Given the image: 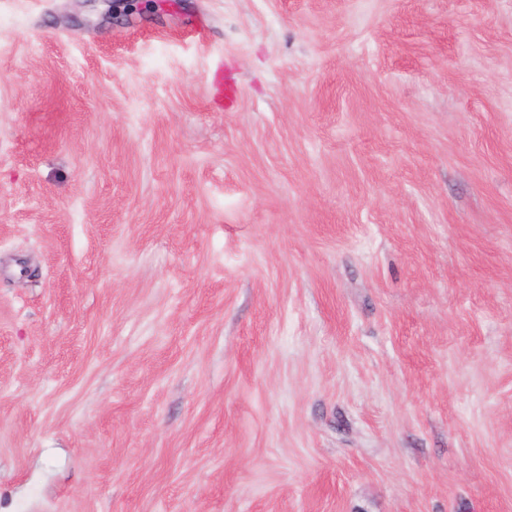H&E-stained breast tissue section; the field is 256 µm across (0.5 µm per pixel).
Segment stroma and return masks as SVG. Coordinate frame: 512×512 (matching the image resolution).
Segmentation results:
<instances>
[{"label": "stroma", "mask_w": 512, "mask_h": 512, "mask_svg": "<svg viewBox=\"0 0 512 512\" xmlns=\"http://www.w3.org/2000/svg\"><path fill=\"white\" fill-rule=\"evenodd\" d=\"M0 512H512V0H0Z\"/></svg>", "instance_id": "obj_1"}]
</instances>
